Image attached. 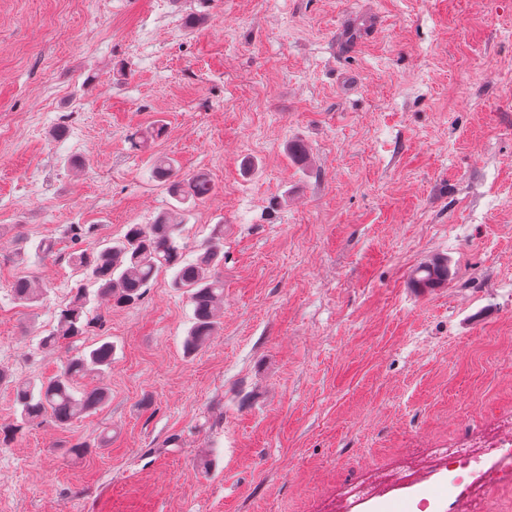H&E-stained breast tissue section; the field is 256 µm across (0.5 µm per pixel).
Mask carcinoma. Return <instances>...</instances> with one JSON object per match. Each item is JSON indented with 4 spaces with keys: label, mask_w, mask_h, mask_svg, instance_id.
<instances>
[{
    "label": "carcinoma",
    "mask_w": 512,
    "mask_h": 512,
    "mask_svg": "<svg viewBox=\"0 0 512 512\" xmlns=\"http://www.w3.org/2000/svg\"><path fill=\"white\" fill-rule=\"evenodd\" d=\"M153 177L168 185L174 204L150 224H129L121 237L90 251L71 253L75 286L68 303L56 312L53 330L39 339L41 348L54 349L82 336L91 323L88 305L93 300L108 298L119 306L139 301L161 268L171 271V287L183 291L192 306L191 325L184 339L186 353L200 350L217 332L224 304V227L216 225L190 258L182 243L181 221L192 205L213 194L214 185L203 174L178 177L169 157L157 158ZM447 280L448 266L441 258L418 267L413 277L418 288H436ZM10 292L18 304L33 307L40 302L44 289L21 277L12 282ZM114 350L107 336L92 346L75 348L56 374L46 380H15L0 369V384H8L14 391L13 429L44 417L69 426L104 405L109 398L107 387L81 389L79 380L104 376L112 366Z\"/></svg>",
    "instance_id": "cac0c4a2"
}]
</instances>
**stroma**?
Instances as JSON below:
<instances>
[{"label": "stroma", "instance_id": "35a3bbf8", "mask_svg": "<svg viewBox=\"0 0 512 512\" xmlns=\"http://www.w3.org/2000/svg\"><path fill=\"white\" fill-rule=\"evenodd\" d=\"M160 156L216 185L184 242L224 227L221 329L186 354L166 270L95 302L110 399L16 431L0 385V512H333L381 469L414 478L353 512H448L431 448L512 407V0H0V368L57 371L67 256L167 207ZM448 280V266L441 258H434L418 267L413 277L418 288H436ZM44 288H41L35 281L21 277L12 282L10 292L21 306H36L43 296Z\"/></svg>", "mask_w": 512, "mask_h": 512}]
</instances>
